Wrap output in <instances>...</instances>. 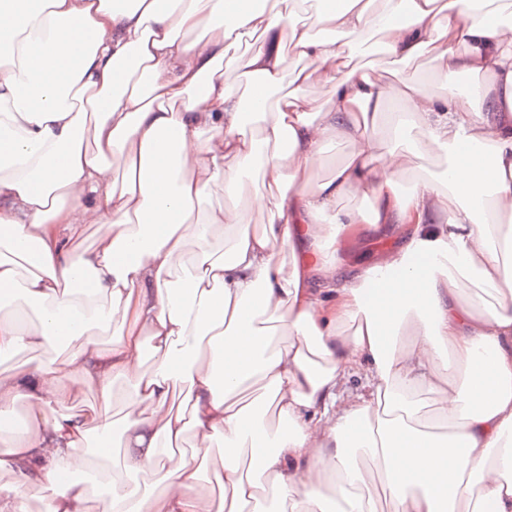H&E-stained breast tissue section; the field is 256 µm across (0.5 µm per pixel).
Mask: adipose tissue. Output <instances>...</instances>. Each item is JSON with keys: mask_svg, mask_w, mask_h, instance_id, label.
<instances>
[{"mask_svg": "<svg viewBox=\"0 0 512 512\" xmlns=\"http://www.w3.org/2000/svg\"><path fill=\"white\" fill-rule=\"evenodd\" d=\"M291 2L0 0V355L65 350L0 373V512H512V0ZM370 31L433 52L443 94L349 69ZM287 73L330 107L278 95ZM246 170L266 190L243 206ZM368 222L402 242L348 269ZM79 386L103 412L70 410ZM80 448L93 484H61ZM246 40V41H245ZM250 39L247 37H243L231 50L230 55L233 56V58L236 61L235 67L228 71L226 74V77L228 81L233 82L237 84L238 86L243 87L244 86V70H245V63L249 51L250 46ZM243 44V47H242ZM246 44V45H245Z\"/></svg>", "mask_w": 512, "mask_h": 512, "instance_id": "adipose-tissue-1", "label": "adipose tissue"}]
</instances>
